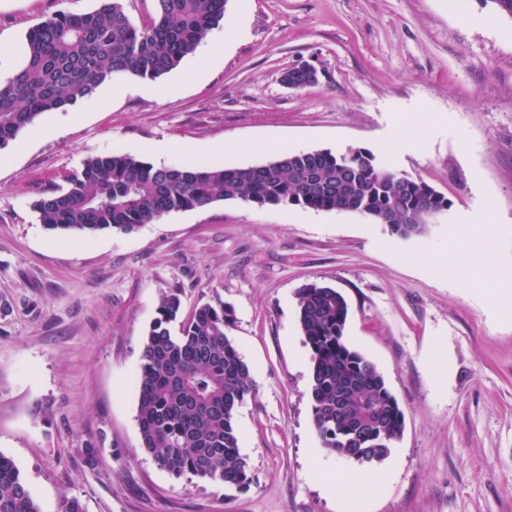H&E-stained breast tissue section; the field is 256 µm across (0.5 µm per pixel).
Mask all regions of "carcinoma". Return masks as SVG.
<instances>
[{
    "instance_id": "obj_1",
    "label": "carcinoma",
    "mask_w": 512,
    "mask_h": 512,
    "mask_svg": "<svg viewBox=\"0 0 512 512\" xmlns=\"http://www.w3.org/2000/svg\"><path fill=\"white\" fill-rule=\"evenodd\" d=\"M157 17L136 25L123 0H99L83 14L59 11L26 35V62L0 84V147L47 112L92 97L115 75L155 80L175 70L224 19L226 0H155ZM219 200L295 205L361 214L400 238L423 237L449 200L392 170L366 148L285 153L250 167H156L126 154L87 159L68 187L40 198L35 212L53 231L130 233L143 224ZM418 219L415 224L410 218ZM298 322L311 352L312 420L323 446L357 463H380L401 439L405 417L383 375L345 337L350 309L336 288L298 291ZM177 295L159 301L141 352L137 423L142 448L173 476L251 482L234 424L252 392L250 369L227 334L223 302L196 308L181 324ZM0 512H41L13 461L0 454Z\"/></svg>"
}]
</instances>
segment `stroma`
Instances as JSON below:
<instances>
[{"label": "stroma", "instance_id": "35a3bbf8", "mask_svg": "<svg viewBox=\"0 0 512 512\" xmlns=\"http://www.w3.org/2000/svg\"><path fill=\"white\" fill-rule=\"evenodd\" d=\"M97 0H0V68L27 32ZM240 31L213 65L194 56L127 92L43 115L0 148V454L41 512H512V19L478 0H227ZM317 83L291 90L288 68ZM421 138L389 147L396 133ZM289 151L366 148L452 207L420 238L355 214L216 201L132 233L51 232L34 205L84 162L249 167ZM497 264L465 273L466 238ZM348 300L349 344L398 400L405 430L378 464L323 447L298 291ZM182 315L223 301L253 391L235 422L254 477L244 491L160 470L136 420L141 350L162 296ZM97 449L88 462L86 449ZM369 475L370 489L325 479Z\"/></svg>", "mask_w": 512, "mask_h": 512}]
</instances>
